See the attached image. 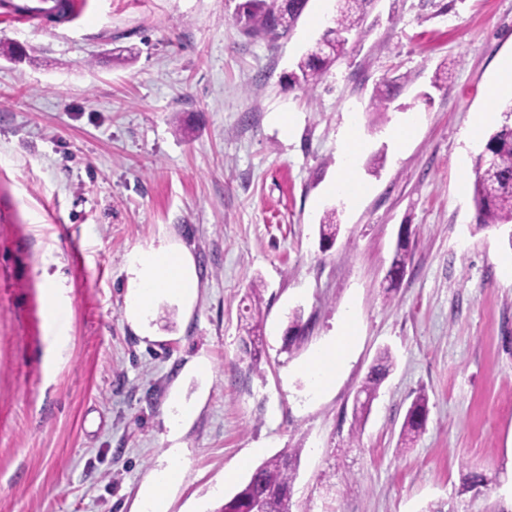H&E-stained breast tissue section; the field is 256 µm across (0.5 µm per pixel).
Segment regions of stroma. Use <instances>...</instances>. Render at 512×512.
I'll return each instance as SVG.
<instances>
[{"instance_id":"1","label":"stroma","mask_w":512,"mask_h":512,"mask_svg":"<svg viewBox=\"0 0 512 512\" xmlns=\"http://www.w3.org/2000/svg\"><path fill=\"white\" fill-rule=\"evenodd\" d=\"M242 2L83 0V22L55 31L0 18V512H137L171 447L167 512H218L289 448V512H512V227L476 225L485 142L468 134L512 100L489 96L512 0H374L364 37L307 90L285 78L333 0H309L275 41L244 32ZM351 127L365 140L354 204L327 191ZM331 208L341 233L324 250ZM160 246L191 255L195 296H156L133 320L128 261ZM257 279L251 373L241 301ZM296 311L307 337L288 349ZM350 313L358 343L315 392L302 366ZM384 347L394 368L352 433ZM422 393L425 428L400 449ZM262 283L253 281L242 302H247L243 310L249 314L251 320H255V314L259 316L262 301ZM244 327L245 336H242V356L240 360L247 363L249 371H259L263 352L264 332L260 321L247 323Z\"/></svg>"}]
</instances>
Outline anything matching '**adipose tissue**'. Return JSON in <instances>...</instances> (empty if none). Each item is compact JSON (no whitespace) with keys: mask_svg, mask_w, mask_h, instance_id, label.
Returning <instances> with one entry per match:
<instances>
[{"mask_svg":"<svg viewBox=\"0 0 512 512\" xmlns=\"http://www.w3.org/2000/svg\"><path fill=\"white\" fill-rule=\"evenodd\" d=\"M129 269L132 274V294L129 312L140 316L159 292L176 293L183 299H192L196 288L191 256L173 248L153 249L135 254ZM359 336L356 321L345 322L327 345L314 356L308 370L318 386L333 383L344 368Z\"/></svg>","mask_w":512,"mask_h":512,"instance_id":"adipose-tissue-1","label":"adipose tissue"}]
</instances>
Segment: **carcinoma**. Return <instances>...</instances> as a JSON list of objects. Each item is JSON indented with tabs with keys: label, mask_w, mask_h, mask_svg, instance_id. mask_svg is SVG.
Returning <instances> with one entry per match:
<instances>
[{
	"label": "carcinoma",
	"mask_w": 512,
	"mask_h": 512,
	"mask_svg": "<svg viewBox=\"0 0 512 512\" xmlns=\"http://www.w3.org/2000/svg\"><path fill=\"white\" fill-rule=\"evenodd\" d=\"M308 0H245L240 6L239 19L244 21L247 33L276 39L293 30L306 9ZM372 0H338L336 14L313 49L297 63V70L288 75V84L309 89L321 79L323 72L346 53L344 35L353 32L365 34L364 21ZM504 121L490 136L485 149L494 156V163L486 164L481 153L475 161L473 198L478 227L486 228L512 224V101L502 106ZM340 232L336 210L326 214L320 224V243L330 247ZM410 238L396 247L389 272L404 271L409 256ZM243 301V310L252 322L244 327L241 338L242 356L250 371L260 370L264 332L255 316L260 314L262 284L252 282ZM306 326L301 316L293 315L285 336L291 346L304 337ZM394 367V357L388 348L380 350L370 366L358 392L361 397L353 410V428L358 431L370 412L379 389ZM428 415V399L422 393L408 408L400 432V447L414 441L424 429ZM298 448H291L263 461L252 472L249 480L231 498L224 501L218 512H289V502L299 460Z\"/></svg>",
	"instance_id": "obj_1"
}]
</instances>
